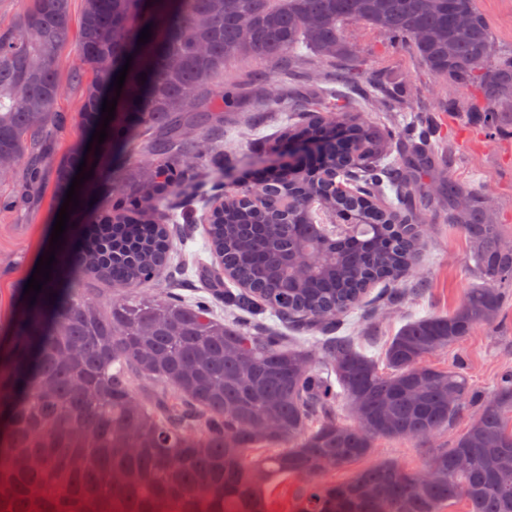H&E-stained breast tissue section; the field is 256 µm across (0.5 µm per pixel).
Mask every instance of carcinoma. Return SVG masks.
Here are the masks:
<instances>
[{
	"label": "carcinoma",
	"instance_id": "obj_1",
	"mask_svg": "<svg viewBox=\"0 0 512 512\" xmlns=\"http://www.w3.org/2000/svg\"><path fill=\"white\" fill-rule=\"evenodd\" d=\"M351 19L406 45L435 78L477 87L482 106L469 109L471 121L491 125L512 103V61L484 70L494 39L476 0H82L88 128L102 127L127 48L139 61L100 145L112 168L95 184L105 186L106 204L85 216L93 232L55 254L50 280L17 313L12 345L0 354V512H114L131 493L141 512H277L276 490L302 472L311 480L295 489L294 512H442L457 499L468 512H512V372L454 447L424 465L436 471L430 483L417 485L393 461L346 483L318 481L325 458L344 468L371 455L377 439L427 438L459 415L473 399L465 374L425 358L495 322L501 285L512 281V249L483 202L447 174L448 151L432 120L409 115L406 85L387 90L344 67L351 49L342 24ZM148 25L149 42L137 44ZM71 33V0H29L14 26L0 27V184L17 189L0 209L27 201L50 168L67 193L83 161L80 144L58 162L46 150L67 123L57 65ZM303 47L336 65L347 95L334 113L323 117L318 98L298 89L283 102L262 93L258 105L285 113L288 137L330 144L327 168L353 188L304 170L255 188L258 203L227 192L224 206L200 217L191 205L171 208L165 187L180 192L224 172L222 155L198 151L200 139L224 135V110L236 103L224 67L241 58L289 63ZM360 100L403 119L367 123ZM395 141L410 151L401 162L388 160ZM389 190L395 201L377 206ZM442 201L475 244L487 282L467 289L453 312L407 322L380 361L332 335L368 288L415 264L419 220ZM317 211L332 219L322 235L313 230ZM179 222L205 224L221 255L220 268L202 269L210 296L135 304L125 296L112 306L116 331L94 334L103 315L78 297L80 282L93 275L150 286L148 271L170 260L166 225ZM226 271L247 291L224 286ZM216 300L253 320L216 318ZM260 315L291 319L315 339L290 345L255 321ZM134 373L155 392L136 396ZM339 395L351 424L336 417ZM33 429L39 434L17 447L14 436ZM460 453L470 457L464 472L454 466ZM90 464L111 487L104 498L74 496V478Z\"/></svg>",
	"mask_w": 512,
	"mask_h": 512
}]
</instances>
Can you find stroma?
<instances>
[{
    "label": "stroma",
    "mask_w": 512,
    "mask_h": 512,
    "mask_svg": "<svg viewBox=\"0 0 512 512\" xmlns=\"http://www.w3.org/2000/svg\"><path fill=\"white\" fill-rule=\"evenodd\" d=\"M477 5L491 23L498 55L512 53V0H477ZM343 33L367 78L383 76L393 82H409L412 102L433 107L432 119L452 153L449 175L481 198L493 223L498 224L503 241L512 247V131L473 123L467 109L476 101L477 91L436 81L405 47L394 43L386 33L354 20L345 22ZM82 65L77 43H69L58 62L59 77L66 84L59 107L68 115L65 128L52 142L53 154L59 159L91 138L80 118L81 90L72 76L73 70ZM448 97L456 99L459 111H436V104ZM283 126L281 113L260 110L249 98L240 99L235 111L225 113L224 140L217 146L224 155L225 188L235 189L237 181L251 183L261 175L262 165L244 168L238 159L257 141H264L269 147L281 143ZM61 205L55 174L50 171L33 187L26 203L0 210V352L11 343L14 316L28 300L24 286L39 257L49 250ZM425 228L416 262L419 275L400 277L394 284L376 285L368 299L340 322L341 335L354 337L367 355L381 357L389 338L408 317L452 312L467 288L487 280L474 245L461 225L448 223L445 213L439 210L427 216ZM213 262L202 229H195L184 252L170 260L149 291L157 296L170 291L180 300H193L197 289L171 288L170 273L187 264ZM427 362L437 368L461 367L473 393L489 396L498 377L512 371V289L505 294L496 322L476 326L457 344L430 355ZM479 411L478 403H467L448 428L422 442L377 440L373 454L363 459L361 465L366 468L391 460L407 470H420L433 454L453 447Z\"/></svg>",
    "instance_id": "35a3bbf8"
}]
</instances>
